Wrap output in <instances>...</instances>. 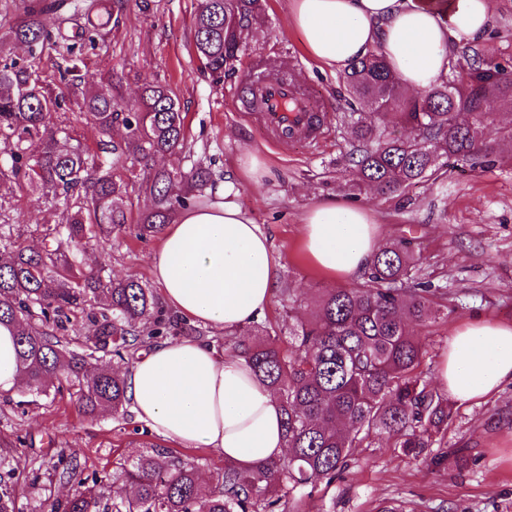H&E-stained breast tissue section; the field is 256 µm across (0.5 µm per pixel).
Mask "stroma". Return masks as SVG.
Returning <instances> with one entry per match:
<instances>
[{"label": "stroma", "mask_w": 512, "mask_h": 512, "mask_svg": "<svg viewBox=\"0 0 512 512\" xmlns=\"http://www.w3.org/2000/svg\"><path fill=\"white\" fill-rule=\"evenodd\" d=\"M492 27L477 42L487 56L512 66V0H491ZM195 0H127L119 24L105 34L85 59L95 77H122L121 93L134 98L142 82L169 85L186 114L183 168L208 165L217 183L238 182L239 203L270 235L281 286L310 298L331 288L301 248L302 216L316 199L356 197L381 226L382 242L415 238L421 268L445 286L454 311L447 321L418 329L424 362L437 369L455 328L475 316L512 321V158L491 168H447L437 178L398 196L354 193L355 172L345 162L352 141L343 122L349 97L338 70L307 53L288 22V0H266L264 14L236 70L214 78L194 53L191 22ZM271 73L290 70L295 83L310 89L328 109L330 130L316 145H271L255 130V116L234 111L240 82L256 60ZM247 152L261 157L267 174L260 183L239 179L238 159ZM14 224H54L59 210L18 188H2ZM149 205L138 183L128 185V230L88 248L86 263L105 264L112 278L129 276L152 282L149 255L158 238L137 239L131 226ZM17 408L0 409V444L12 445L10 466L24 512L36 501L65 497L70 485L59 482L52 465L60 456L75 457L86 475L108 481L119 462L160 443L153 432L133 434L105 414L91 419L78 413L67 390L31 398L13 396ZM446 442L470 449L477 464L436 467L428 456H405L379 443L359 448L344 479L316 493L310 512H375L384 500L402 502L416 512H512V385L478 404L451 402ZM24 446H16L17 436Z\"/></svg>", "instance_id": "35a3bbf8"}]
</instances>
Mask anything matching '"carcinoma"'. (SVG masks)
Segmentation results:
<instances>
[{
	"instance_id": "cac0c4a2",
	"label": "carcinoma",
	"mask_w": 512,
	"mask_h": 512,
	"mask_svg": "<svg viewBox=\"0 0 512 512\" xmlns=\"http://www.w3.org/2000/svg\"><path fill=\"white\" fill-rule=\"evenodd\" d=\"M21 2L22 12L0 30V182L24 184L63 210L60 223L42 226L40 249L25 244L20 225L0 224L9 257L0 265V324L16 328L17 365L30 390L45 395L48 381L61 377L82 414L123 415L124 372L138 352L163 336L201 331L159 305L141 280L85 271L81 253L127 224L121 171L138 178L152 201L136 225L140 239L162 233L181 210L200 203L213 175L202 166L152 165L185 145L183 112L167 85L145 82L126 102L119 82L92 83L82 71L84 49L112 26V7L104 0ZM263 7L264 0H196L193 43L205 70L220 76L235 69ZM18 45L27 58L12 57ZM47 49L58 55L60 88H72L73 104L98 130L93 150L76 142L64 95L43 86L37 57ZM341 79L371 107L349 114L357 145L348 154L370 192L401 194L450 161L491 167L496 148L512 145L511 126L463 118L493 99L512 106V70L477 49L422 96L402 92L380 48L351 63ZM417 264L408 240L387 243L361 280L331 289L284 337L255 321L224 332L220 346L243 355L277 395L288 457L248 470L226 464L207 491L193 462L154 445L120 464L118 478L132 494L114 497L96 480L86 484L71 459L58 479L76 489L52 501L50 512H308L318 487L342 475L355 449L383 440L418 455L443 444L450 411L413 327L448 317V292L420 277ZM77 313L87 314L95 330L85 354L68 349ZM16 500L11 471L1 472L0 512H18Z\"/></svg>"
}]
</instances>
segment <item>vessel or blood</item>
<instances>
[{"instance_id": "b4317fda", "label": "vessel or blood", "mask_w": 512, "mask_h": 512, "mask_svg": "<svg viewBox=\"0 0 512 512\" xmlns=\"http://www.w3.org/2000/svg\"><path fill=\"white\" fill-rule=\"evenodd\" d=\"M243 83L262 130L274 134L282 143L320 140L328 125V114L314 95L301 92L287 78L259 80L248 74Z\"/></svg>"}]
</instances>
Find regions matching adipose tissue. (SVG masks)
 Segmentation results:
<instances>
[{"label":"adipose tissue","mask_w":512,"mask_h":512,"mask_svg":"<svg viewBox=\"0 0 512 512\" xmlns=\"http://www.w3.org/2000/svg\"><path fill=\"white\" fill-rule=\"evenodd\" d=\"M290 21L309 55L347 67L382 48L410 92L447 75L450 48L482 40L490 0H289ZM235 184L183 211L152 252L165 304L193 322L232 329L257 319L279 287L269 235L241 208ZM309 262L331 279L361 274L380 247L366 207L337 197L315 201L302 219ZM138 422L169 441L212 448L243 469L285 456L278 401L235 353L173 338L139 353L125 373ZM437 380L455 400L480 402L512 384V322L470 319L451 336Z\"/></svg>","instance_id":"1"}]
</instances>
